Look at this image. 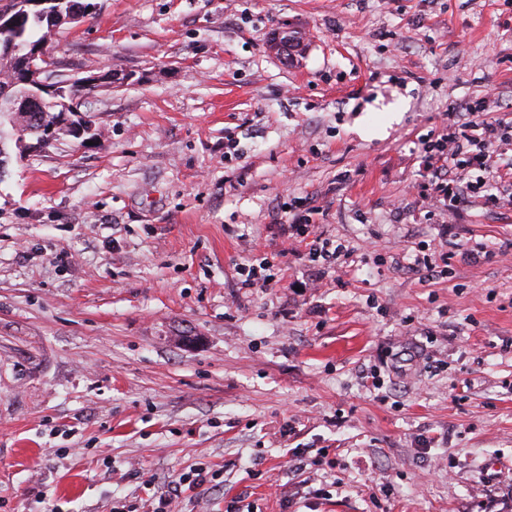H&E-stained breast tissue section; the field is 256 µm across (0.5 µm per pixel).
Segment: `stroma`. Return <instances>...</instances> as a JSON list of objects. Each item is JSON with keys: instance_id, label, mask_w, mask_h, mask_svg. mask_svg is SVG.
Returning <instances> with one entry per match:
<instances>
[{"instance_id": "obj_1", "label": "stroma", "mask_w": 512, "mask_h": 512, "mask_svg": "<svg viewBox=\"0 0 512 512\" xmlns=\"http://www.w3.org/2000/svg\"><path fill=\"white\" fill-rule=\"evenodd\" d=\"M94 2L61 71L135 82L0 178V512H512V209L445 227L413 189L449 112L512 123V0ZM320 210L315 206H311L306 201H300L296 204H291L288 207V236L293 237L294 234L298 235L303 242L311 234L313 235L310 242L305 244L307 254L312 262H319L320 259L323 264L328 267L338 266L342 256H344V247L341 244L335 245L329 238H323L321 234H316L312 228V215L319 214ZM281 271V261H277L274 257L261 258L257 264H251L247 270L244 268L245 274L241 275L246 277L241 281V287L270 288L281 281Z\"/></svg>"}]
</instances>
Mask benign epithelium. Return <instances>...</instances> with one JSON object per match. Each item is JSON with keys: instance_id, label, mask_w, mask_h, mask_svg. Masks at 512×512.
Wrapping results in <instances>:
<instances>
[{"instance_id": "benign-epithelium-1", "label": "benign epithelium", "mask_w": 512, "mask_h": 512, "mask_svg": "<svg viewBox=\"0 0 512 512\" xmlns=\"http://www.w3.org/2000/svg\"><path fill=\"white\" fill-rule=\"evenodd\" d=\"M27 5L34 6L37 11L34 16L38 20H49L50 29L65 21H75L93 9V6L83 5L60 14L55 10L42 8L40 0H29ZM296 43V34L282 32L275 35L274 44L280 48L281 56L293 59L292 45ZM7 64L0 72L12 75L9 82L0 85V102L6 103L5 116L17 134L15 138L19 149L30 148L21 132L32 112L45 110L46 96H63L62 117L46 128L45 134L37 145H48L64 137L79 139L86 134L94 133L92 124L82 117V107L86 106L88 93L102 86L118 87L133 79L131 73L111 71L105 74H90L84 76L62 78L58 73L59 65L47 46L31 47L24 53H18V48L9 43L4 45L0 59Z\"/></svg>"}]
</instances>
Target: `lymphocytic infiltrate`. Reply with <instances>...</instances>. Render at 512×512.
<instances>
[{"instance_id":"lymphocytic-infiltrate-1","label":"lymphocytic infiltrate","mask_w":512,"mask_h":512,"mask_svg":"<svg viewBox=\"0 0 512 512\" xmlns=\"http://www.w3.org/2000/svg\"><path fill=\"white\" fill-rule=\"evenodd\" d=\"M490 106V99L484 98L466 116L449 113L446 125L418 139V193L429 205H442L449 218H456L470 197L479 194L492 206L512 207V181L499 176L493 152L494 147L512 145V126L486 120ZM317 212L305 201L290 205L288 231L306 239L311 261L338 265L344 248L313 233L312 217Z\"/></svg>"}]
</instances>
